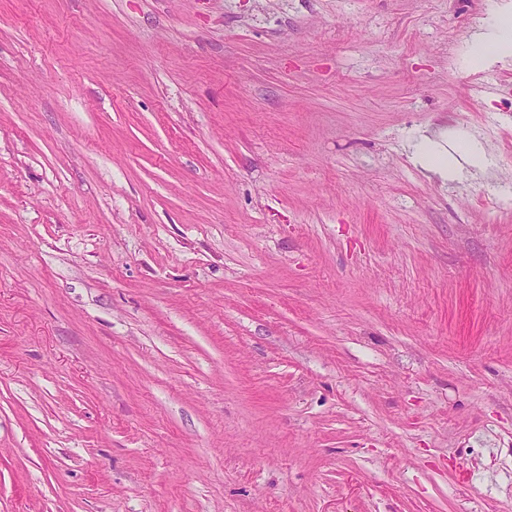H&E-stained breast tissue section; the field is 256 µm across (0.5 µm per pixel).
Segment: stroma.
I'll return each mask as SVG.
<instances>
[{"label":"stroma","instance_id":"stroma-1","mask_svg":"<svg viewBox=\"0 0 512 512\" xmlns=\"http://www.w3.org/2000/svg\"><path fill=\"white\" fill-rule=\"evenodd\" d=\"M510 22L0 0V512H512ZM419 164L425 170L447 179L454 173L456 159L447 150H429L418 153Z\"/></svg>","mask_w":512,"mask_h":512}]
</instances>
